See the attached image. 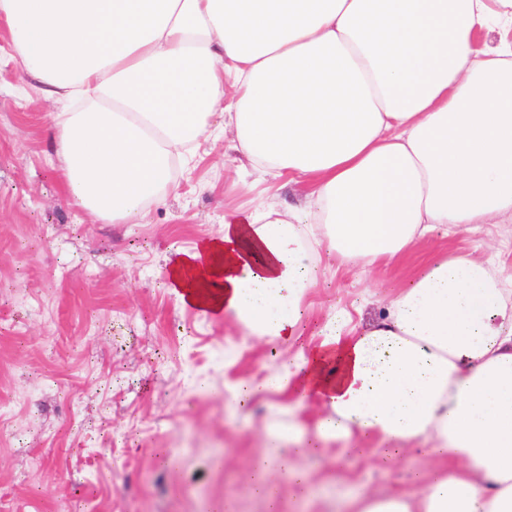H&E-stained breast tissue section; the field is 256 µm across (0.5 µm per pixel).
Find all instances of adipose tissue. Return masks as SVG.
I'll use <instances>...</instances> for the list:
<instances>
[{"label": "adipose tissue", "instance_id": "1", "mask_svg": "<svg viewBox=\"0 0 512 512\" xmlns=\"http://www.w3.org/2000/svg\"><path fill=\"white\" fill-rule=\"evenodd\" d=\"M12 46L57 113L64 181L102 223L143 216L171 162L228 115L255 168L310 184L306 205L225 224L178 255L176 297L296 341L319 248L404 255L441 225L512 215V0H0ZM232 75L236 96L225 98ZM337 310L317 348L231 400L312 403L320 436L424 441L434 476L365 492L359 512H512V273L429 265L358 333Z\"/></svg>", "mask_w": 512, "mask_h": 512}]
</instances>
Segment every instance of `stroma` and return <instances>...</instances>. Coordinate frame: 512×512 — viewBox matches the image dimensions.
<instances>
[{
    "instance_id": "obj_1",
    "label": "stroma",
    "mask_w": 512,
    "mask_h": 512,
    "mask_svg": "<svg viewBox=\"0 0 512 512\" xmlns=\"http://www.w3.org/2000/svg\"><path fill=\"white\" fill-rule=\"evenodd\" d=\"M0 24V512H347L336 482L413 490L429 461L369 463L336 441L272 442L280 396L231 406L230 387L311 349L337 309L352 327L383 312L433 261L465 253L512 272V220L448 225L402 257L363 268L320 251L297 345L243 335L233 317L183 306L170 258L220 236L258 205L303 203L305 183L261 173L210 117L142 218L101 223L65 191L56 112ZM301 469L300 484L278 472Z\"/></svg>"
}]
</instances>
